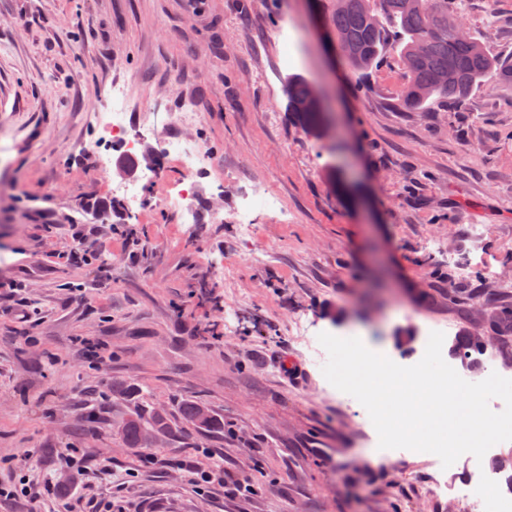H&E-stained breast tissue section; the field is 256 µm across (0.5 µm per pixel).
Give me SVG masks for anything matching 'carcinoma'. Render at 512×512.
<instances>
[{
  "label": "carcinoma",
  "mask_w": 512,
  "mask_h": 512,
  "mask_svg": "<svg viewBox=\"0 0 512 512\" xmlns=\"http://www.w3.org/2000/svg\"><path fill=\"white\" fill-rule=\"evenodd\" d=\"M336 0L328 19L330 37L336 51L358 74L367 72L383 56L388 46L399 50L407 79L401 107L422 112L439 103L453 104L487 80L512 89V60L492 55L475 36L460 33L457 16L464 0ZM286 108L294 120L313 138L326 133L328 113L312 97L310 85L302 78L286 82ZM492 312L488 326L498 337L512 335V309L485 302ZM455 354L468 357L479 350L470 331L455 337ZM179 417L195 428L211 432L224 429V420L205 405L184 401ZM173 434L167 414L140 409L124 421L119 438L128 448L146 447L148 433Z\"/></svg>",
  "instance_id": "obj_1"
}]
</instances>
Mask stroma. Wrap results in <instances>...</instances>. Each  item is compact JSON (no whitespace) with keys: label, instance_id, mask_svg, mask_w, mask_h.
<instances>
[{"label":"stroma","instance_id":"35a3bbf8","mask_svg":"<svg viewBox=\"0 0 512 512\" xmlns=\"http://www.w3.org/2000/svg\"><path fill=\"white\" fill-rule=\"evenodd\" d=\"M310 2L0 0V482H34L0 512H463L459 489L512 469V441L446 469L379 449L318 341L357 337L410 366L444 324L448 361L483 295L512 306V90L404 111L398 51L351 75ZM461 23L512 57V0H466ZM291 76L319 91L326 139L288 116ZM117 84L157 159L133 175L137 206L97 169L123 156L102 131ZM187 105L188 130L175 122ZM184 134L208 163L178 211L183 173L157 138ZM258 191L277 205L247 232L237 213ZM74 224L97 228L92 264L66 260ZM83 338L99 364L79 357ZM489 357L512 378V338L488 337L457 368L479 378ZM117 383L136 398L113 397ZM184 400L223 430L182 422L145 452L116 437L132 412ZM178 458L253 490L196 484L170 468Z\"/></svg>","mask_w":512,"mask_h":512}]
</instances>
